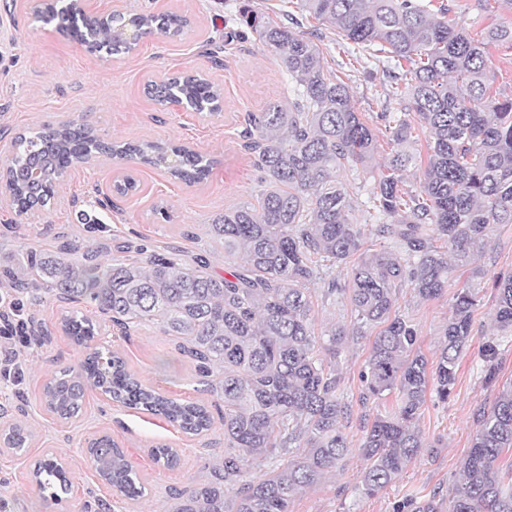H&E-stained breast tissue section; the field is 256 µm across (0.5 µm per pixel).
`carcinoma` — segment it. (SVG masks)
<instances>
[{"instance_id": "carcinoma-1", "label": "carcinoma", "mask_w": 512, "mask_h": 512, "mask_svg": "<svg viewBox=\"0 0 512 512\" xmlns=\"http://www.w3.org/2000/svg\"><path fill=\"white\" fill-rule=\"evenodd\" d=\"M61 0H43L34 20L56 23L77 41L82 35ZM456 0H439L434 10L419 0H296V10L275 20L251 0H241L239 37H258L295 83L284 108L271 104L247 119L246 137L264 190L256 203L224 211L210 225L212 239L233 266L214 276L202 259L98 261L99 248L62 242L48 254L21 251L17 268L5 271L8 284L42 286L68 303L91 302L124 330L157 324L186 342L198 362L200 382L224 401V460L208 474L176 491L175 512H291L303 490L336 471L350 453L344 433L352 405L339 394L336 363L347 336L381 325L359 372V405L395 393V410L361 415L362 489H386L427 448L420 411L432 395L447 402L459 361L469 346L477 293L460 288L443 333L436 361L418 346V329L398 313L399 290L421 300L441 296L452 265L473 263L499 224H512V98L499 99L488 83L491 45L512 48V25H496L476 39L449 18ZM328 24L336 36L385 65L392 94H407V109L428 130L427 155L415 149L413 127L388 112L397 150L373 188V209L382 221L370 235L380 249L366 252L359 224L348 219L353 183L342 169L366 165L374 156L375 135L355 112L348 84L325 69L323 54L309 36L296 32L302 18ZM186 16L167 12L125 16L97 31L89 51L132 52L125 33L154 32L182 37ZM173 91L193 103L208 104L219 90L202 75L187 74L155 87L159 101ZM12 179L6 188L16 212L44 210L54 198V182L92 154L136 160L163 168L194 185L207 178L211 161L185 146L158 141L108 143L97 130L74 120L22 133L12 142ZM422 169L419 191L402 187L403 172ZM394 244V249L383 246ZM350 270V287L328 283L327 295L348 301L352 330L334 327L327 341L312 331L313 289L323 280V263ZM496 329L512 330V274L494 278ZM62 328L83 344L95 325L71 311ZM499 344L482 346L484 382L498 383ZM222 378L211 380L213 370ZM104 379L112 401L164 417L183 433L198 436L212 427L205 405L169 397L143 384L125 361L111 356L103 368L99 352L79 369L66 368L43 388L47 410L62 419L76 416L85 388ZM478 427L451 494L448 512H512V467L499 459L512 450V383L496 390L490 408H480ZM0 440L22 453L28 434L19 424ZM89 454L99 476L120 496L137 500L144 487L108 436L91 442ZM39 489L59 501L69 480L61 469L33 470ZM392 512H443V499L406 496Z\"/></svg>"}]
</instances>
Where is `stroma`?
<instances>
[{"label": "stroma", "mask_w": 512, "mask_h": 512, "mask_svg": "<svg viewBox=\"0 0 512 512\" xmlns=\"http://www.w3.org/2000/svg\"><path fill=\"white\" fill-rule=\"evenodd\" d=\"M40 0H0V128L21 132L79 119L93 124L108 141L154 140L187 145L208 155L211 171L196 185L174 180L164 169L119 159L100 158L92 167L71 168L51 206L33 214H18L0 194V268L16 263L22 248L56 251L63 237L84 244L107 245L109 255L159 253L170 258L206 256L212 273L220 275L229 264L223 249L209 234L213 220L261 190L259 174L241 132L248 113L268 105H287L294 83L277 63L274 53L258 39L240 40L227 35L226 22L236 12V0H85L88 11L134 13L182 12L192 17L194 29L184 40L158 34L142 38L129 55L105 60L57 32L32 20ZM320 47L325 65L347 76L351 101L374 131L376 151L371 163L358 171H344L343 180L355 183L349 219L361 223L370 207L373 182L394 152V143L379 115L400 112L404 101L390 94L382 70L366 60H353L321 26ZM192 69L219 85L224 92L221 111L199 113L164 108L145 92L148 81H161ZM132 175L137 189L114 197L113 209L99 206L117 177ZM97 216L95 229L80 224V211ZM485 275L473 277L466 266L454 267L449 291L423 301L403 289L396 308L416 325L421 350L435 359L443 329L452 312L450 293L459 288L478 289L481 304L475 313L473 338L461 360L456 383L447 402H427L419 425L433 451H422L385 490L365 495L360 483L363 462L357 450L363 433L349 423L345 433L352 447L335 476L298 495L292 512H391L395 500L439 492L448 498L459 476L477 429L476 411L490 406L495 391L483 380L481 347L498 336L494 325L493 280L512 272V224L500 225L478 260ZM323 284H315L313 329L325 338L335 326H352L349 306L324 298ZM27 312L36 326L51 330L43 345L25 357L26 383L22 393L0 384V429L22 422L32 433L26 452L15 454L0 447V500L7 512H173L175 490L206 475L224 457V404L204 391L197 363L180 349V338L146 325L122 331L95 307L84 311L96 324L88 344H78L61 328L71 306L54 293L40 289L22 292ZM377 328L348 340L336 366L340 393L354 402L361 385L359 371L367 359ZM499 338V383L512 382V336ZM105 347L118 353L128 370L160 392L187 401H205L213 427L199 436L184 434L162 417L127 408L102 396L85 392L78 417L63 420L43 406V387L56 372L75 367L90 349ZM109 436L124 451L146 488L138 500L114 496L95 472L88 452L92 439ZM174 448L178 462L166 467L151 455L152 448ZM57 456L71 483L62 504L43 500L33 478L37 460Z\"/></svg>", "instance_id": "1"}]
</instances>
